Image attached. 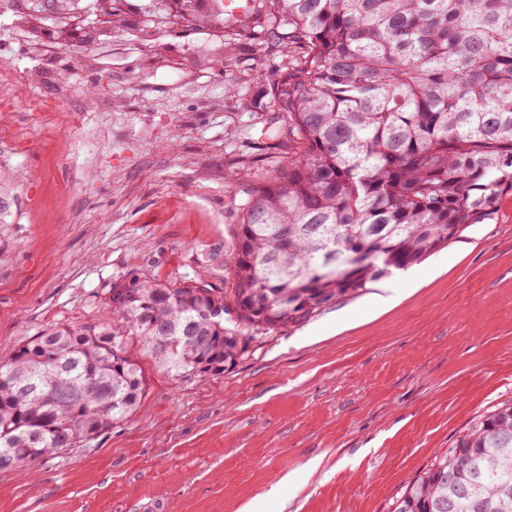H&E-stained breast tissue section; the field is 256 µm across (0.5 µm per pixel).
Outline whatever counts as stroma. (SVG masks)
<instances>
[{"mask_svg": "<svg viewBox=\"0 0 512 512\" xmlns=\"http://www.w3.org/2000/svg\"><path fill=\"white\" fill-rule=\"evenodd\" d=\"M112 46L42 49L0 18L20 97L0 109V358L57 323L100 319L116 280L228 271L246 188L288 154L275 80L301 51L265 0L245 22H172L131 0ZM24 128L25 139L15 137ZM136 411L26 478L0 512H389L476 416L512 402V195L422 263L294 327L257 335L224 373L176 375L145 353Z\"/></svg>", "mask_w": 512, "mask_h": 512, "instance_id": "stroma-1", "label": "stroma"}]
</instances>
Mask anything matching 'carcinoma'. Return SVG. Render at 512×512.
Returning <instances> with one entry per match:
<instances>
[{"instance_id": "1", "label": "carcinoma", "mask_w": 512, "mask_h": 512, "mask_svg": "<svg viewBox=\"0 0 512 512\" xmlns=\"http://www.w3.org/2000/svg\"><path fill=\"white\" fill-rule=\"evenodd\" d=\"M302 59L277 82L288 161L246 190L224 289L133 275L95 323L58 324L0 359V469L94 439L145 393L132 338L177 374L209 376L254 334L300 324L417 265L512 193V0H266ZM502 512L512 404L475 417L391 512Z\"/></svg>"}]
</instances>
